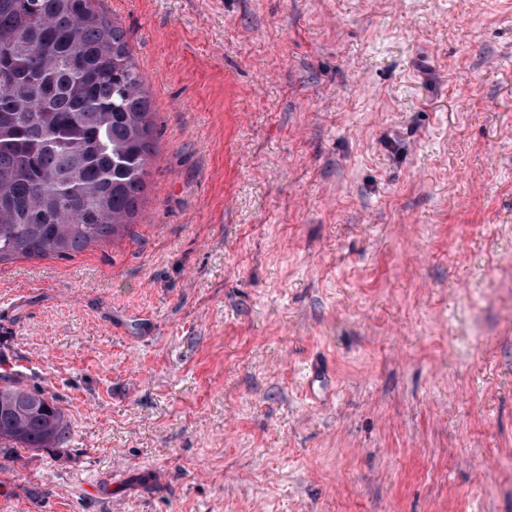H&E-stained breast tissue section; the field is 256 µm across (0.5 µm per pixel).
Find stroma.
Wrapping results in <instances>:
<instances>
[{"mask_svg":"<svg viewBox=\"0 0 512 512\" xmlns=\"http://www.w3.org/2000/svg\"><path fill=\"white\" fill-rule=\"evenodd\" d=\"M101 8L147 190L0 263V372L69 426L0 512H512V0Z\"/></svg>","mask_w":512,"mask_h":512,"instance_id":"stroma-1","label":"stroma"}]
</instances>
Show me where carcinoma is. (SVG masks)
I'll list each match as a JSON object with an SVG mask.
<instances>
[{
	"label": "carcinoma",
	"instance_id": "1",
	"mask_svg": "<svg viewBox=\"0 0 512 512\" xmlns=\"http://www.w3.org/2000/svg\"><path fill=\"white\" fill-rule=\"evenodd\" d=\"M144 84L96 0H0V262L68 257L128 228L155 133ZM0 381V442L64 444L54 396Z\"/></svg>",
	"mask_w": 512,
	"mask_h": 512
}]
</instances>
